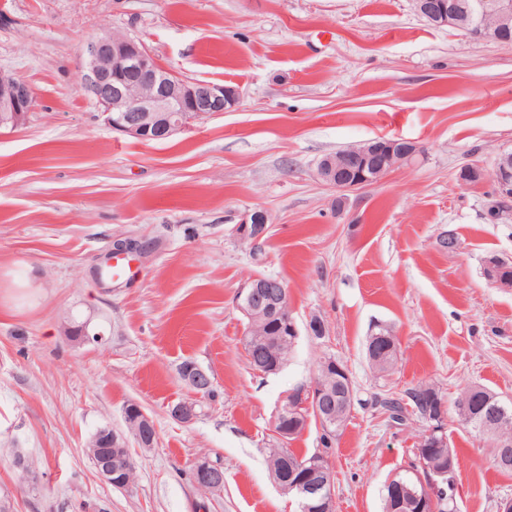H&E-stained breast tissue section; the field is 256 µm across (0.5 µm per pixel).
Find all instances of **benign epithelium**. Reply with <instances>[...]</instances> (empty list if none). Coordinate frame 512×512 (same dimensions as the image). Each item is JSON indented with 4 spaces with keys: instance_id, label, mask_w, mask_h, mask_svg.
<instances>
[{
    "instance_id": "benign-epithelium-1",
    "label": "benign epithelium",
    "mask_w": 512,
    "mask_h": 512,
    "mask_svg": "<svg viewBox=\"0 0 512 512\" xmlns=\"http://www.w3.org/2000/svg\"><path fill=\"white\" fill-rule=\"evenodd\" d=\"M417 13L429 24L455 27L473 37L496 42L512 39V0H495L493 7L498 23L485 22V0H413ZM81 89L87 93L105 116L112 129L131 138L148 142L165 140L188 130L192 124L206 116L219 115L235 107L240 91L234 86L204 80L185 79L159 64L153 52L141 40L129 34L112 30L105 32L87 46V59L81 75ZM34 109L31 87L10 71L0 69V127L17 128L23 125ZM419 153L418 146L398 138L384 136L363 144L350 146L324 157L317 165V178L338 191L360 189L395 168L411 162ZM492 179L495 195L512 199V155L501 154L493 167ZM269 215L254 210L236 228L237 234L252 242L267 233ZM510 259L494 255L484 262L483 273L499 288H512V279L498 277ZM286 289L279 279L255 274L240 289L237 306L244 317L269 322L281 315ZM71 338L83 344H99L105 335L93 325V316L84 318L81 332L71 331ZM182 380L197 393L207 392L211 385L209 374L196 363L183 368ZM299 406L315 413L317 422L328 425L334 419L333 409L348 403L350 395L338 400L331 389L314 384L284 398L285 410L295 409V396ZM179 422L190 423L196 417L195 405L178 403L170 410ZM125 418L139 431V444L153 445L155 430L151 417L136 403L125 411ZM493 458L501 466L512 465V440L491 443ZM98 476L116 487L128 486L126 470L112 466L107 456L92 454ZM199 487L218 490L224 485V472L219 465L204 459L195 465ZM327 460H314L301 473L288 476L273 474L275 482L286 493L319 498L318 512H335L336 497Z\"/></svg>"
}]
</instances>
